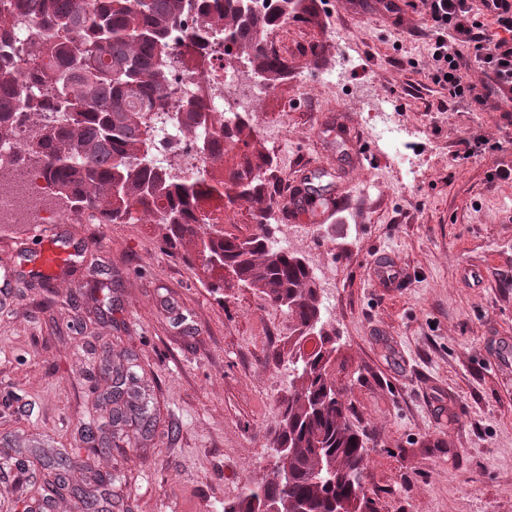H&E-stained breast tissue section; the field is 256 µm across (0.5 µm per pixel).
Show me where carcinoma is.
Instances as JSON below:
<instances>
[{
	"label": "carcinoma",
	"mask_w": 512,
	"mask_h": 512,
	"mask_svg": "<svg viewBox=\"0 0 512 512\" xmlns=\"http://www.w3.org/2000/svg\"><path fill=\"white\" fill-rule=\"evenodd\" d=\"M206 0L201 6L210 26L224 30L228 56L245 55L257 63L260 78L272 86L288 72V60L264 37L269 27L288 21L302 0ZM190 3L186 0H0V32L9 22L30 18L43 40L21 63L0 65V135H14L20 122L34 131L31 151L47 160V172L68 206L87 214L94 224H138L147 218L164 226V244L178 248L199 240L198 259L207 271H232L236 281L287 310L293 321L288 361L297 384L286 398L275 444L293 449L291 479L248 481L224 512H256L261 501L307 506L308 512H334L336 503L366 495L350 478L364 470V441L351 422L352 411L329 377L332 338L318 332L320 347L304 357L303 331L321 322L315 278L306 259L275 246L271 206L258 210L257 232L245 237L224 234V225L191 211L198 195L224 191L228 203L242 198L263 202L264 174L246 166L227 182L210 184L201 168L186 183L162 166L149 168L150 134L160 123L201 135L200 126L182 113H170L172 78L166 61L171 36ZM244 123L224 117V136L239 142ZM129 357L112 375L123 392L112 401L113 426L130 421L151 431V397L137 384ZM84 466L91 456L112 448L92 425L82 428ZM333 459L337 474L316 473L319 461ZM74 458L58 451L47 460L51 490L69 487ZM83 512H102L98 490L83 489Z\"/></svg>",
	"instance_id": "cac0c4a2"
}]
</instances>
